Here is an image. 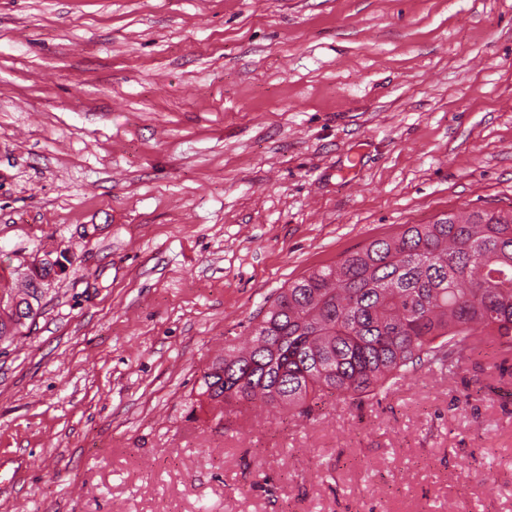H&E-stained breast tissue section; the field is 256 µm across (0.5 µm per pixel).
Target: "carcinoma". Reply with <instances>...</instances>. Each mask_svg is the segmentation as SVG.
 <instances>
[{"instance_id": "1", "label": "carcinoma", "mask_w": 512, "mask_h": 512, "mask_svg": "<svg viewBox=\"0 0 512 512\" xmlns=\"http://www.w3.org/2000/svg\"><path fill=\"white\" fill-rule=\"evenodd\" d=\"M43 275L19 288L0 275L1 342L32 319ZM251 336L203 374L199 396L221 415L255 400L307 414L326 395L374 399L418 368L451 378L485 346L511 355L512 210L404 224L288 284Z\"/></svg>"}]
</instances>
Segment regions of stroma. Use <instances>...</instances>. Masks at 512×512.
<instances>
[{"instance_id":"35a3bbf8","label":"stroma","mask_w":512,"mask_h":512,"mask_svg":"<svg viewBox=\"0 0 512 512\" xmlns=\"http://www.w3.org/2000/svg\"><path fill=\"white\" fill-rule=\"evenodd\" d=\"M512 208V0H0V512H512V357L218 418L280 289ZM16 274L21 277V287L14 288L9 286L7 280L3 275H0V297L4 298L3 309L1 307L0 298V341L9 340L14 337L21 328L26 324L27 320L33 319L30 316V300L39 307V300L36 296L37 288H30L33 286L34 280L44 275V270L41 269L32 271L30 276L23 277L21 273L14 269L11 275ZM2 282H5L4 284ZM12 305V306H11ZM12 307H15L13 310ZM24 319V321L22 320Z\"/></svg>"}]
</instances>
